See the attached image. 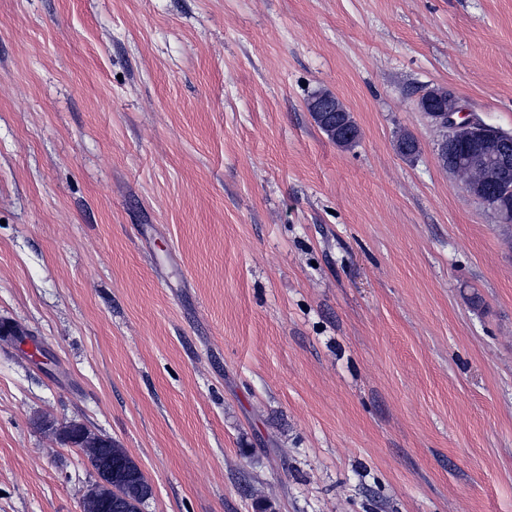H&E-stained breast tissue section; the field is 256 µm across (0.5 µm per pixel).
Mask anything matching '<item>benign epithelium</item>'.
<instances>
[{"label":"benign epithelium","instance_id":"1","mask_svg":"<svg viewBox=\"0 0 512 512\" xmlns=\"http://www.w3.org/2000/svg\"><path fill=\"white\" fill-rule=\"evenodd\" d=\"M416 106L434 124L443 130V139L437 147L439 165L456 176L464 191L481 199L490 183L503 186L512 181V132L485 123L468 111L462 101L445 86H432L418 96ZM466 144L469 150L459 158L456 149ZM66 445L80 450L96 461L95 482L87 486L84 498L95 500L99 487L114 489V484L130 478V474L112 466V459L101 457L98 450L107 437L86 424L72 421L60 428H51Z\"/></svg>","mask_w":512,"mask_h":512}]
</instances>
